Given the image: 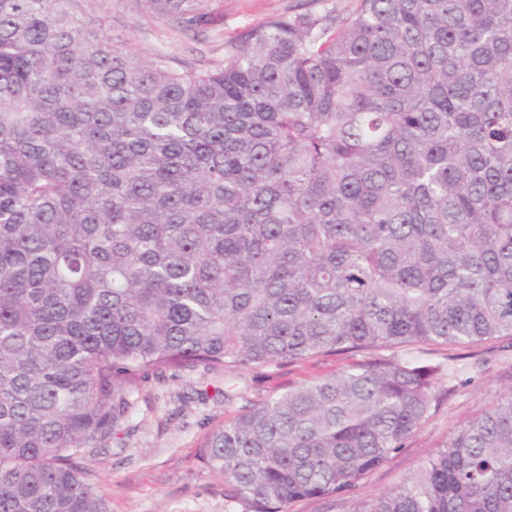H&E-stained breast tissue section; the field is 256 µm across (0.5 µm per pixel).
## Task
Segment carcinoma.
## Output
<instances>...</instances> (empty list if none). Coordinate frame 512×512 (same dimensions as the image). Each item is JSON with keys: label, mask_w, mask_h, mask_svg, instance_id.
Masks as SVG:
<instances>
[{"label": "carcinoma", "mask_w": 512, "mask_h": 512, "mask_svg": "<svg viewBox=\"0 0 512 512\" xmlns=\"http://www.w3.org/2000/svg\"><path fill=\"white\" fill-rule=\"evenodd\" d=\"M104 2L0 0V512H111L88 449L161 368L512 337V0L289 11L191 72L127 48ZM439 375L352 366L200 458L245 512H512V392L358 497ZM354 501L308 498L294 502L290 512H350L354 508Z\"/></svg>", "instance_id": "obj_1"}]
</instances>
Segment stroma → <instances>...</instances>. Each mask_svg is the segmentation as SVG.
I'll use <instances>...</instances> for the list:
<instances>
[{"label":"stroma","instance_id":"35a3bbf8","mask_svg":"<svg viewBox=\"0 0 512 512\" xmlns=\"http://www.w3.org/2000/svg\"><path fill=\"white\" fill-rule=\"evenodd\" d=\"M211 7L218 26L204 29L194 40L142 16L134 0H107L104 11L113 33L134 51L159 53L174 62L201 58L220 67L225 43L246 29L293 9L344 17L356 0H211ZM397 356L440 366L438 386L448 396L399 452L365 476L360 487L364 496L394 489L442 448L466 418L512 392L509 339L412 345ZM371 359L368 353H349L234 370L197 365L161 369L138 380L128 391L125 416L96 444L93 464L111 512H244L226 497L223 480L198 457L209 433L255 402Z\"/></svg>","mask_w":512,"mask_h":512}]
</instances>
